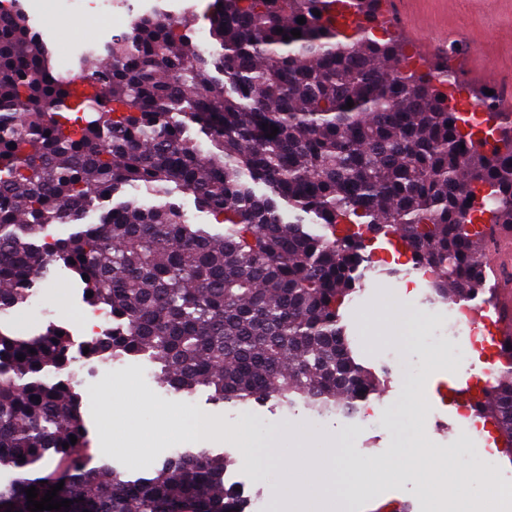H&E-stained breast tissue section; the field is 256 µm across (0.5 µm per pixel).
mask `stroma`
<instances>
[{"instance_id": "35a3bbf8", "label": "stroma", "mask_w": 512, "mask_h": 512, "mask_svg": "<svg viewBox=\"0 0 512 512\" xmlns=\"http://www.w3.org/2000/svg\"><path fill=\"white\" fill-rule=\"evenodd\" d=\"M410 16L417 22L436 19L447 25L453 37L448 57L465 86H474L473 76L479 72L490 83L512 81V0H412ZM40 33L54 52L69 42L88 48L111 39L105 30L68 19L56 29L41 28ZM370 251L373 267L367 273L364 298L343 310L358 359L385 379L379 412L370 424L333 414L317 417L300 405L288 409L256 404L243 411L212 401L202 391L178 394L161 387L155 378H144L139 361L128 359L115 364L110 377L75 379L88 433L85 455L96 466L121 461L131 478L152 476L174 446L196 449L203 444L195 436L200 420L211 427L204 444L214 451L224 445V430L244 414L282 458H290L297 448L310 449L317 457L335 451L336 492L349 484L348 465L385 468L380 481L356 491V499L365 503L362 512H429L417 482L396 468L394 458L402 435L421 428L428 434V455L447 461L448 483L457 494L484 496L488 486L512 474V450L500 447L496 466L488 465L482 453L484 441L470 431L452 393L468 382L470 371L449 363L445 349L425 343L435 329L452 333L447 311L432 301L429 286L418 283L407 288L402 274L394 270L396 254L385 239L372 243ZM35 293L45 308L55 311V318L39 315L23 326L4 321L0 330L31 336L52 320L78 329L86 303L82 285L70 271L54 267L47 279L38 281ZM125 410L134 413L133 421L122 419ZM175 415L180 418L176 426L171 423ZM232 469L249 478L245 495L263 497L270 510L276 507L282 479L278 467L260 471L238 458Z\"/></svg>"}]
</instances>
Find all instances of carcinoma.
<instances>
[{
	"label": "carcinoma",
	"instance_id": "1",
	"mask_svg": "<svg viewBox=\"0 0 512 512\" xmlns=\"http://www.w3.org/2000/svg\"><path fill=\"white\" fill-rule=\"evenodd\" d=\"M346 2L352 24L327 17L325 0H214L217 58L193 43L189 19L143 16L106 55H81L80 87L21 10L1 15L0 309L60 263L112 317L85 358L147 359L175 393L355 416L381 391L341 314L368 244L410 251L442 298L475 299L488 240L512 231V115L482 86L487 118L464 117L448 59L417 57L377 26L379 0ZM172 190L224 232L150 202ZM118 192L98 223L45 242L48 225ZM74 359L61 325L0 331V470L15 473L0 512H29L25 489L39 501L61 481L55 499L72 504L59 512H245L224 485L233 461L205 449L153 477L87 466ZM485 399L511 448L512 366ZM54 457L52 473L31 474Z\"/></svg>",
	"mask_w": 512,
	"mask_h": 512
}]
</instances>
